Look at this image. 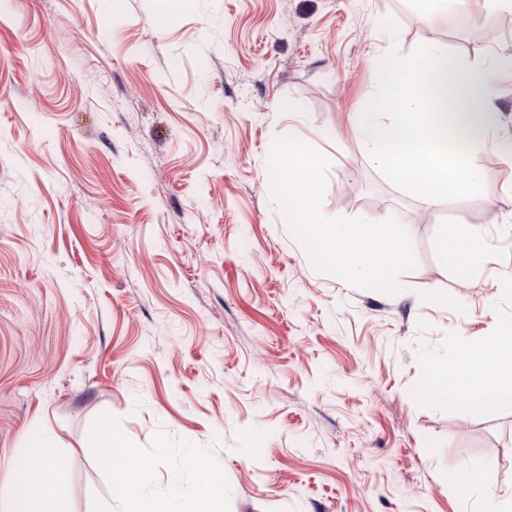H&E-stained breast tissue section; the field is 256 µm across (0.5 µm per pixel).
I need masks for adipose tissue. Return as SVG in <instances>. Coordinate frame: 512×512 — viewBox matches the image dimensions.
<instances>
[{
    "instance_id": "adipose-tissue-1",
    "label": "adipose tissue",
    "mask_w": 512,
    "mask_h": 512,
    "mask_svg": "<svg viewBox=\"0 0 512 512\" xmlns=\"http://www.w3.org/2000/svg\"><path fill=\"white\" fill-rule=\"evenodd\" d=\"M508 349L501 353L495 362L475 364L480 355L479 347L465 344L457 350L456 367L469 369L476 379L475 385L463 390L449 391L448 368L434 366L426 382V391L430 398L454 396L476 407H483L502 398H512V383L503 384V372L512 373V336L505 337ZM101 447L107 448L104 457L105 466L118 481L121 490L131 499V512H176V503L184 497V489L177 484L170 485L164 501L158 502L138 494V487L150 481L151 471L135 452L126 448L123 436L113 429L110 422H102L98 428ZM123 449L121 458H114L113 449ZM28 465L19 469L14 483L9 512H71L69 492L64 481L63 461L53 452L49 437H41L27 453Z\"/></svg>"
}]
</instances>
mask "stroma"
Segmentation results:
<instances>
[{
    "label": "stroma",
    "mask_w": 512,
    "mask_h": 512,
    "mask_svg": "<svg viewBox=\"0 0 512 512\" xmlns=\"http://www.w3.org/2000/svg\"><path fill=\"white\" fill-rule=\"evenodd\" d=\"M437 0H0V512L54 439L71 512H127L109 420L152 472L219 470L223 512H512V399L428 400L434 362L512 332V78L487 102L484 190L427 208L350 118L375 62L425 44L512 57V11ZM294 136L331 161L326 216L409 232L399 293L317 271L272 194ZM495 249L460 279L437 231ZM498 457L488 468V456Z\"/></svg>",
    "instance_id": "1"
}]
</instances>
